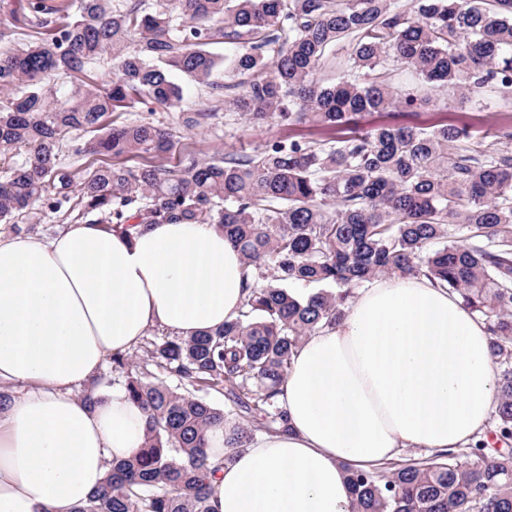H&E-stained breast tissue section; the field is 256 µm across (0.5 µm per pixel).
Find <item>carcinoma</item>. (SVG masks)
<instances>
[{"mask_svg":"<svg viewBox=\"0 0 512 512\" xmlns=\"http://www.w3.org/2000/svg\"><path fill=\"white\" fill-rule=\"evenodd\" d=\"M0 13V158H19L0 180V223L18 230L48 211L127 234L216 224L250 278L224 327L154 335L136 358L112 354V381L144 411L146 437L74 512H211L209 428L244 420L224 428L227 462L283 428L278 396L296 350L344 318L353 289L388 275L423 276L484 321L503 448L480 440L433 461L352 469L351 512H512V150L499 148L512 127L359 124L432 102L393 93L383 74L395 62L462 98L512 92V0H0ZM25 30L32 40L21 43ZM343 42L336 83L324 86L317 71ZM214 44L234 50L222 81ZM105 55L116 64L107 86L51 87ZM179 76L211 94L189 128L222 102L253 122L350 134L199 159L168 127L109 121L178 106ZM64 140L77 156L143 162L78 174L61 162ZM297 283L318 290L303 297Z\"/></svg>","mask_w":512,"mask_h":512,"instance_id":"obj_1","label":"carcinoma"}]
</instances>
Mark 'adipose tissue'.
<instances>
[{
    "instance_id": "1",
    "label": "adipose tissue",
    "mask_w": 512,
    "mask_h": 512,
    "mask_svg": "<svg viewBox=\"0 0 512 512\" xmlns=\"http://www.w3.org/2000/svg\"><path fill=\"white\" fill-rule=\"evenodd\" d=\"M244 269L214 224L0 233V384L27 387L0 412V512H73L140 448L146 416L124 389L92 404L76 390L152 327L188 337L236 318ZM494 396L486 326L459 297L423 277L378 280L298 348L280 395L288 432L228 462L223 426L208 431L211 505L350 512L347 469L471 446Z\"/></svg>"
}]
</instances>
